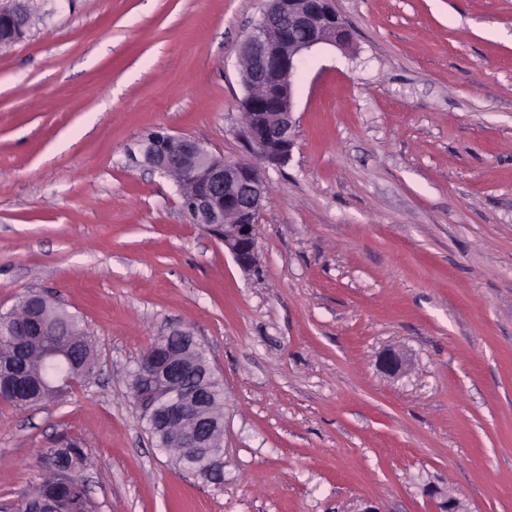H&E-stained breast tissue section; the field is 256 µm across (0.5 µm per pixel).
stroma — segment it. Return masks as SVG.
<instances>
[{
  "label": "stroma",
  "instance_id": "obj_1",
  "mask_svg": "<svg viewBox=\"0 0 512 512\" xmlns=\"http://www.w3.org/2000/svg\"><path fill=\"white\" fill-rule=\"evenodd\" d=\"M333 6L353 48L306 56L255 274L139 144L245 157L239 50L266 0H32L0 45V311L44 292L95 351L66 397L0 405V504L67 437L98 512H512V0ZM177 328L224 384L219 484L133 398ZM411 362L408 353L402 349L388 348L378 355L377 363L381 371L389 376H398L407 371Z\"/></svg>",
  "mask_w": 512,
  "mask_h": 512
}]
</instances>
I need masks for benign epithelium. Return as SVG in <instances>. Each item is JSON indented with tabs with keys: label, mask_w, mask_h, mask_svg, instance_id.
Listing matches in <instances>:
<instances>
[{
	"label": "benign epithelium",
	"mask_w": 512,
	"mask_h": 512,
	"mask_svg": "<svg viewBox=\"0 0 512 512\" xmlns=\"http://www.w3.org/2000/svg\"><path fill=\"white\" fill-rule=\"evenodd\" d=\"M259 23L247 34L240 48L243 61L241 82L245 89L241 108L255 113L253 123L241 131L246 148L264 157L272 166H283L295 144L294 82L302 55L326 44L342 51L351 47L343 20L332 8V0H267ZM26 0L0 8V32L11 41L18 37L16 16ZM143 161L165 175H178L176 185L198 224L217 237L233 261L244 272L258 262L257 223L266 198L264 170L245 159L216 155L199 142L165 133L159 145L140 144ZM199 345L186 330H176L158 339L138 361L140 374L170 380L174 390L158 403L157 428L169 431L174 448H201L206 465L197 474L208 480L221 479L224 419L202 412L203 396L188 381L208 376L219 383L210 363L189 365L170 355L172 341ZM411 362L402 349L388 348L378 355L381 371L398 376Z\"/></svg>",
	"instance_id": "1"
}]
</instances>
